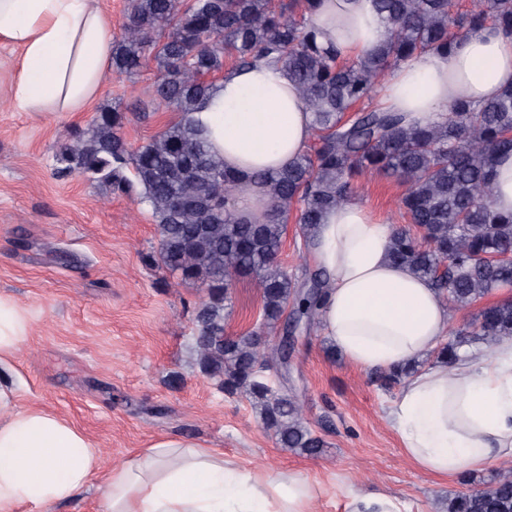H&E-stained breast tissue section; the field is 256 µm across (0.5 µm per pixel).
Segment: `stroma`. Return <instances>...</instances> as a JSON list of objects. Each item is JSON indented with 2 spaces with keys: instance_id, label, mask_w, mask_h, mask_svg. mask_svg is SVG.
<instances>
[{
  "instance_id": "1",
  "label": "stroma",
  "mask_w": 512,
  "mask_h": 512,
  "mask_svg": "<svg viewBox=\"0 0 512 512\" xmlns=\"http://www.w3.org/2000/svg\"><path fill=\"white\" fill-rule=\"evenodd\" d=\"M20 51L0 42V295L32 319L27 340L0 373L18 387L20 406L65 417L95 443L102 470L126 462L157 438L223 450L255 473L301 471L324 494L317 512H346L350 492L381 490L402 512H442L448 498L482 488L495 466L438 479L403 454L390 412L401 389H384L381 371L353 367L319 327L299 325L288 363L272 369L274 390L299 396L325 447L306 456L282 448L258 421L251 400L225 394L196 354L204 284L180 281L158 264L159 235L138 196L56 173V157L95 112L126 111L123 134L138 147L176 118L162 107L145 121L133 110L159 74L148 60L132 77L107 74L78 112H22L11 104ZM403 184L360 177L354 200L401 223ZM298 283L317 266L295 221L279 256ZM259 291L238 279L227 306V335L257 330Z\"/></svg>"
}]
</instances>
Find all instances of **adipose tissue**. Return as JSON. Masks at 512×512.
<instances>
[{"instance_id":"1","label":"adipose tissue","mask_w":512,"mask_h":512,"mask_svg":"<svg viewBox=\"0 0 512 512\" xmlns=\"http://www.w3.org/2000/svg\"><path fill=\"white\" fill-rule=\"evenodd\" d=\"M324 43L354 59L381 45L386 26L374 0H317ZM112 23L97 0H0V39L22 54L13 91L25 112H74L107 73ZM512 86V33L486 27L448 51H429L384 78L377 103L406 123L438 122L464 98L473 103ZM214 151L237 172L246 216L267 199L256 173L287 166L313 137L311 115L276 64L225 71L192 114ZM391 224L346 203L316 227L311 254L330 276L319 321L352 365L390 369L437 347L448 334L446 301L424 279L388 259ZM29 317L0 296V364L13 358ZM0 383V512L20 504L52 512L99 470L92 441L69 421L20 407ZM403 452L440 478L512 459V341L483 362L438 364L410 377L392 411ZM319 489L301 473L269 477L228 465L215 448L162 439L102 484V512H312Z\"/></svg>"}]
</instances>
